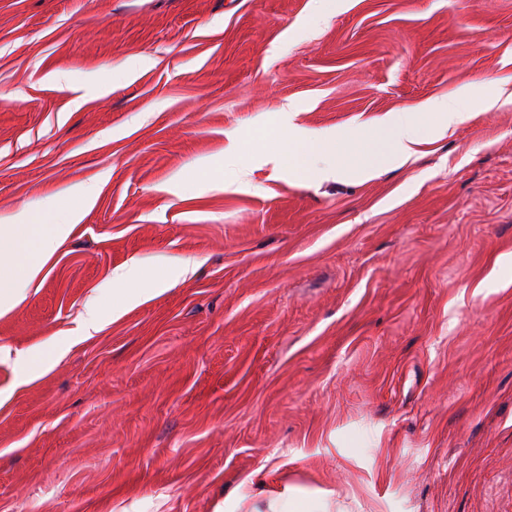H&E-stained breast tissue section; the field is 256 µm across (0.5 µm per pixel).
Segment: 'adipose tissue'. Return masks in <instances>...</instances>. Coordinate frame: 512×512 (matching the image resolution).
Wrapping results in <instances>:
<instances>
[{
  "label": "adipose tissue",
  "instance_id": "obj_1",
  "mask_svg": "<svg viewBox=\"0 0 512 512\" xmlns=\"http://www.w3.org/2000/svg\"><path fill=\"white\" fill-rule=\"evenodd\" d=\"M380 125L389 137L387 160L404 164L416 156L422 143L418 113L393 112ZM95 198L92 187L75 185L67 189L54 208L35 211L23 207L0 224V316L11 312L25 298L48 260L84 220ZM137 275L134 266L113 272L112 294L116 302L111 311H104L97 298L86 301L79 326L82 335L100 331L109 312L139 305L151 296V289L136 287ZM66 348L63 339L45 350L15 353L10 347L0 346V356L15 355L23 366L24 378L33 381L51 370Z\"/></svg>",
  "mask_w": 512,
  "mask_h": 512
}]
</instances>
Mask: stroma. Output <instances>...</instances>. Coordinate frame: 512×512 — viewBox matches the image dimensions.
I'll use <instances>...</instances> for the list:
<instances>
[{
  "label": "stroma",
  "instance_id": "35a3bbf8",
  "mask_svg": "<svg viewBox=\"0 0 512 512\" xmlns=\"http://www.w3.org/2000/svg\"><path fill=\"white\" fill-rule=\"evenodd\" d=\"M403 111L418 160L376 163ZM292 128L324 148L263 164ZM331 141L372 175L328 174ZM77 184L93 209L0 317L15 350L70 340L28 383L0 361V512H263L283 484L512 512V0H0V219ZM182 258L74 336L115 269ZM429 109L439 117L437 133H444L452 125L472 114L471 102L466 95H457L446 100L433 102ZM195 265L190 259H179L170 263L167 278L155 284L157 288H122L137 281L138 269L135 265L112 273V298L116 296L112 307V316L121 310L134 307L146 301L153 293L167 290L171 282H177L188 274ZM107 321V313L99 300L95 297L89 298L84 305V315L79 326L80 333L83 336H92L100 331Z\"/></svg>",
  "mask_w": 512,
  "mask_h": 512
}]
</instances>
